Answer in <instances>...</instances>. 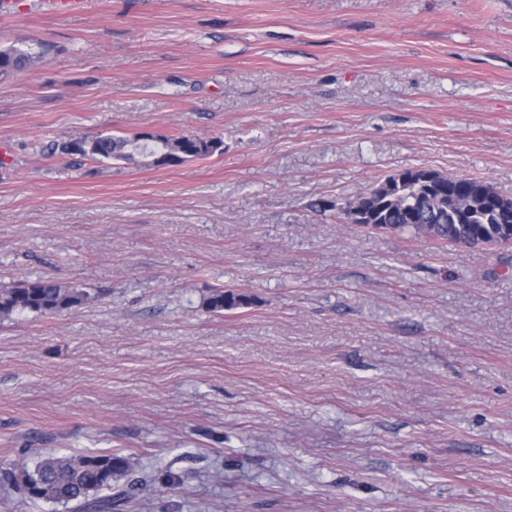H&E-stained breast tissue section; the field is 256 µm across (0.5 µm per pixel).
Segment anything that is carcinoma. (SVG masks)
Returning <instances> with one entry per match:
<instances>
[{
	"label": "carcinoma",
	"instance_id": "1",
	"mask_svg": "<svg viewBox=\"0 0 512 512\" xmlns=\"http://www.w3.org/2000/svg\"><path fill=\"white\" fill-rule=\"evenodd\" d=\"M14 48L0 49V75L19 72L42 58ZM180 147L179 162L214 154L221 149L217 139L188 135H160L149 143L101 135L74 140L61 146L64 154H79L90 160L113 159L148 167H161L157 157L169 145ZM429 171L421 168L392 175L362 195L361 206L375 213L373 228L410 231L415 237L467 245L496 246L512 242V199L489 183L448 177L431 171L434 185L420 182ZM94 300L85 290L49 279L21 280L0 288V319L23 312L54 315ZM248 303L234 291H216L206 307L222 313ZM134 471L131 459L112 453L58 456L48 454L29 468L18 462L0 465V500L20 499L33 503L62 504L71 512H123L136 500L146 483L136 477L123 485L117 481Z\"/></svg>",
	"mask_w": 512,
	"mask_h": 512
}]
</instances>
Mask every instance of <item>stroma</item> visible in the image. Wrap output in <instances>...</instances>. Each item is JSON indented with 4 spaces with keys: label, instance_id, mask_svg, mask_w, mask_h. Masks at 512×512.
Returning <instances> with one entry per match:
<instances>
[{
    "label": "stroma",
    "instance_id": "stroma-1",
    "mask_svg": "<svg viewBox=\"0 0 512 512\" xmlns=\"http://www.w3.org/2000/svg\"><path fill=\"white\" fill-rule=\"evenodd\" d=\"M0 461L112 452L130 512H512V243L343 207L424 167L512 197V0H0ZM218 139L140 167L100 134ZM218 290L250 305L210 312ZM86 0H38L32 5L56 16H73L79 14ZM44 53H46V50L43 48L35 56L19 52L14 48L0 49V75L22 71L27 66L32 65L35 60H40ZM152 134L134 137L140 142L150 141ZM130 138L115 135H101L95 138L74 140L61 146V153L79 154L93 161L113 159L148 167H163L164 162L156 159L166 151L170 144L180 147L179 164L190 159L214 154L221 149L222 142L217 139L204 140L188 135H159L157 140L149 143L135 142ZM93 300L87 291L53 280H21L0 288V319L23 312L54 315Z\"/></svg>",
    "mask_w": 512,
    "mask_h": 512
}]
</instances>
